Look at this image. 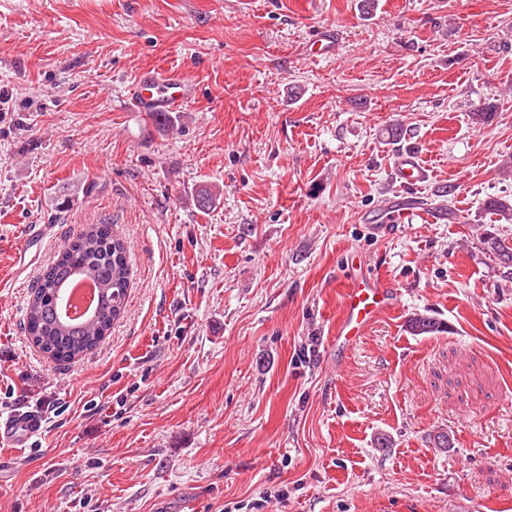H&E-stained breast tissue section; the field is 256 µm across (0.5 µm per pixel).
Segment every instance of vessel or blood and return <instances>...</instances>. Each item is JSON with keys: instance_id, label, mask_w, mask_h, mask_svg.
<instances>
[{"instance_id": "vessel-or-blood-1", "label": "vessel or blood", "mask_w": 512, "mask_h": 512, "mask_svg": "<svg viewBox=\"0 0 512 512\" xmlns=\"http://www.w3.org/2000/svg\"><path fill=\"white\" fill-rule=\"evenodd\" d=\"M193 90L194 82L187 73L149 71L140 77L132 103L141 112H175L191 99ZM398 173L409 185L428 178L426 168L410 156L399 158ZM393 302L394 292L383 280L363 277L352 283L344 293V311L336 328L337 346L352 345L375 319L392 307ZM42 427L43 418L35 412L0 417V440L22 445L39 434Z\"/></svg>"}]
</instances>
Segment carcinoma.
<instances>
[{
	"instance_id": "cac0c4a2",
	"label": "carcinoma",
	"mask_w": 512,
	"mask_h": 512,
	"mask_svg": "<svg viewBox=\"0 0 512 512\" xmlns=\"http://www.w3.org/2000/svg\"><path fill=\"white\" fill-rule=\"evenodd\" d=\"M494 115L493 106L483 104L470 112L471 122L485 125ZM486 210L508 217L512 201L492 197ZM486 250L500 264L512 266V244L488 235ZM94 280L100 290L98 309L80 324L63 320L58 304L63 289L75 277ZM131 283L127 245L115 235L109 224H90L71 242L65 244L56 260L43 272L27 304L24 332L33 346L59 362H68L97 348L118 320ZM446 326L426 314L414 313L406 321V330L414 336H435Z\"/></svg>"
}]
</instances>
